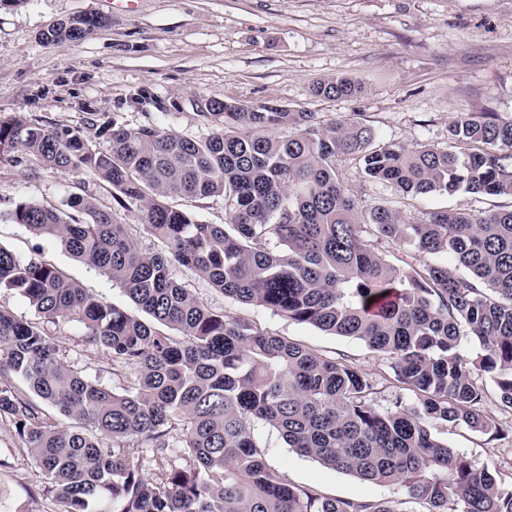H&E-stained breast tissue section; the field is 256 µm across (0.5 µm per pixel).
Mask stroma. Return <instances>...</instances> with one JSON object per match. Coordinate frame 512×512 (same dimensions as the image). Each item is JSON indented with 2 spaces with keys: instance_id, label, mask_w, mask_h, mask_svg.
I'll use <instances>...</instances> for the list:
<instances>
[{
  "instance_id": "1",
  "label": "stroma",
  "mask_w": 512,
  "mask_h": 512,
  "mask_svg": "<svg viewBox=\"0 0 512 512\" xmlns=\"http://www.w3.org/2000/svg\"><path fill=\"white\" fill-rule=\"evenodd\" d=\"M85 14L103 20L89 37L41 40L52 25ZM336 76L360 84L361 93L338 99L314 94L318 82ZM143 89L156 104L141 110L131 99ZM213 100L248 105L272 100L324 121L359 113L380 140L447 146L448 125L459 113L489 109L512 115V0H137L132 9L112 8L105 0H24L20 5L0 0L1 118L86 129L98 112L117 115L132 128L157 124L177 135L201 137L211 130L201 114ZM342 177L361 209L385 205L414 220L447 208H512L507 196L405 197L364 178L356 159L343 163ZM74 193L112 212L140 249H158L138 209L113 207L109 185L82 169L43 170L23 155L0 161V245L21 257L40 255L104 302L131 308L120 283L9 217L20 202L65 209ZM194 288L213 311L244 318L260 331L313 351L347 355L377 381L372 397L377 409L398 402L416 406L411 392L393 386L387 360L362 341L234 301L201 281ZM48 334L66 365L119 387L110 357L87 343L81 326L61 322L49 326ZM483 384L485 407L506 427L505 437L451 424L438 426L436 434L475 464L489 466L508 486L512 410L501 405L491 378ZM253 433L267 464L292 484L339 498L403 500L399 487L364 482L300 456L263 423H255ZM0 512H60L43 495L41 474L5 419H0Z\"/></svg>"
}]
</instances>
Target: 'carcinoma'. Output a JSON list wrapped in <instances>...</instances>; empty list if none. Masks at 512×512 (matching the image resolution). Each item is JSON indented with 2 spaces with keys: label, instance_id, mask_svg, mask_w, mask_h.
I'll return each instance as SVG.
<instances>
[{
  "label": "carcinoma",
  "instance_id": "carcinoma-1",
  "mask_svg": "<svg viewBox=\"0 0 512 512\" xmlns=\"http://www.w3.org/2000/svg\"><path fill=\"white\" fill-rule=\"evenodd\" d=\"M94 15L58 23L47 40H80ZM347 77L318 83L324 98L351 97ZM205 137L160 125L97 128L95 149L78 127L0 118V158L32 156L56 172L84 169L112 187V201L142 213L163 245L142 251L112 213L74 195L69 210L19 203L17 224L120 283L152 321L104 303L36 254L0 245V289L41 318L0 309V418L7 417L61 512H401L395 501L332 498L273 471L253 428H274L288 447L363 481L394 485L425 512H512V486L448 447L433 429L452 423L501 433L484 408L483 374L512 410V208L437 210L410 222L399 211L361 210L340 163L405 196L458 192L512 197V117L464 112L448 125L457 152L433 144L378 142L359 118L317 120L276 102L213 101ZM288 129L284 137L277 129ZM224 200V223L206 224L169 199ZM405 241L452 264H390L379 241ZM298 324L365 343L415 394L414 410L372 404L375 380L244 319L213 312L189 279ZM86 330L112 358L118 389L65 365L45 325ZM483 354L466 359L461 326ZM71 420L59 423L44 405ZM151 450L159 477L136 454ZM181 449L185 468L173 459Z\"/></svg>",
  "mask_w": 512,
  "mask_h": 512
}]
</instances>
